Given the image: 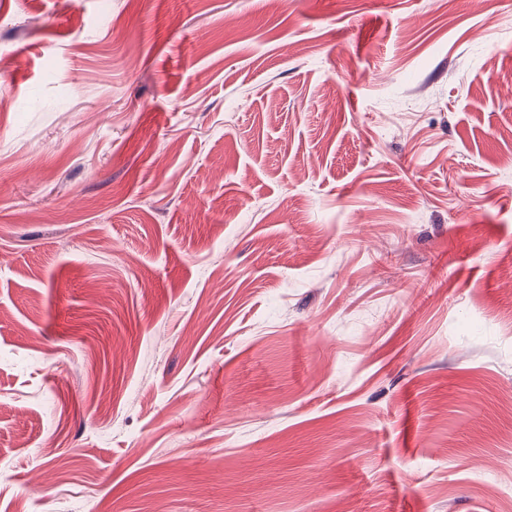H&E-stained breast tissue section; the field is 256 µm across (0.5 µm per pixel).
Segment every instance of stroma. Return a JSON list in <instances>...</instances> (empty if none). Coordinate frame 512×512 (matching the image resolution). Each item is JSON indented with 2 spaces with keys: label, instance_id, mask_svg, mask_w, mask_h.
I'll return each mask as SVG.
<instances>
[{
  "label": "stroma",
  "instance_id": "obj_1",
  "mask_svg": "<svg viewBox=\"0 0 512 512\" xmlns=\"http://www.w3.org/2000/svg\"><path fill=\"white\" fill-rule=\"evenodd\" d=\"M512 512V0H0V512Z\"/></svg>",
  "mask_w": 512,
  "mask_h": 512
}]
</instances>
